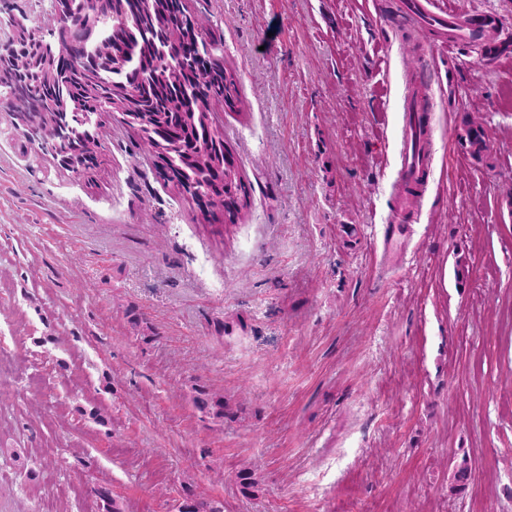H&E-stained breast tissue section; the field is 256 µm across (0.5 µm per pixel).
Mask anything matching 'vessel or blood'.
<instances>
[{"mask_svg":"<svg viewBox=\"0 0 512 512\" xmlns=\"http://www.w3.org/2000/svg\"><path fill=\"white\" fill-rule=\"evenodd\" d=\"M403 13L426 27L447 33L449 40L470 38L484 26L482 17H473L466 26H459L456 18L450 14H439L427 8L424 0H404ZM408 121L402 129L400 149V167L397 172L399 189L419 192L427 184L430 175V163L425 147L434 127L432 115L416 103H408Z\"/></svg>","mask_w":512,"mask_h":512,"instance_id":"b4317fda","label":"vessel or blood"}]
</instances>
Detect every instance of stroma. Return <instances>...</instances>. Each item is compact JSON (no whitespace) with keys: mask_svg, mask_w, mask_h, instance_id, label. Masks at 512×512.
Here are the masks:
<instances>
[{"mask_svg":"<svg viewBox=\"0 0 512 512\" xmlns=\"http://www.w3.org/2000/svg\"><path fill=\"white\" fill-rule=\"evenodd\" d=\"M401 2L187 0L236 75L233 224L119 114L85 179L0 114V336L43 380L0 405V512H104L101 486L122 512H512V50L401 29ZM431 2L512 41V0ZM420 68L433 164L391 249ZM463 127L464 134L460 137L462 142L465 143L472 156L479 160L483 159V157L487 156L488 151L483 129L467 119L463 120ZM193 397L195 407L209 418L223 422L224 420V398L211 394L203 388L196 389Z\"/></svg>","mask_w":512,"mask_h":512,"instance_id":"1","label":"stroma"}]
</instances>
